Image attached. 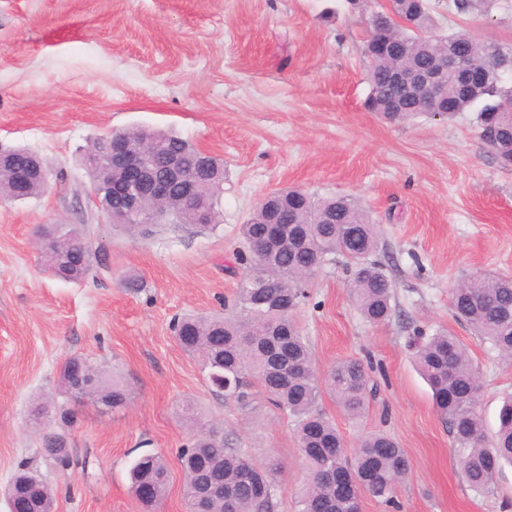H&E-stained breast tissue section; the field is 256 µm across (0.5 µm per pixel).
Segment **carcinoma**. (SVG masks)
<instances>
[{
    "instance_id": "1",
    "label": "carcinoma",
    "mask_w": 512,
    "mask_h": 512,
    "mask_svg": "<svg viewBox=\"0 0 512 512\" xmlns=\"http://www.w3.org/2000/svg\"><path fill=\"white\" fill-rule=\"evenodd\" d=\"M386 10L369 22V37L387 42L389 50L373 54L371 44L365 43L370 60L367 109L401 122L419 114L436 115L448 102L459 112L475 108L480 140L501 167L511 168L512 111L506 108H512V81L505 75L512 73V46L485 44L464 32L430 34L435 19L428 0H387ZM401 69L437 73L442 95L425 100L415 88L395 83L391 76ZM121 136L132 152L152 150V168L159 179L168 178L170 160L178 159L193 188L170 183L166 199L147 196L137 217H116L120 227L143 235L156 215L174 225L215 227L224 185V166L216 158L162 130H127ZM30 162L29 152L13 150L11 163L0 167V199L11 200L14 178L26 174ZM88 173L91 193L122 179L116 168L90 166ZM241 236L249 256L239 255L247 267L237 283L233 311L175 321L177 343L198 361L208 383L241 407L251 408L249 389L256 382L280 414L292 419L308 475L297 512H356L364 493L392 503L410 470L405 450L384 433H370L350 451L336 424L318 407L327 391L347 415L362 416L371 392L363 364L341 361L327 379H321L296 320L316 271L335 255L347 260L348 288L361 316L370 323L391 317L394 283L386 265L377 259L378 226L349 196L316 198L282 188L271 192L241 225ZM41 237L66 246L46 266L52 275L81 283L92 274L97 255L78 227L46 226ZM450 305L457 321L502 360L512 362L511 277L466 278L451 289ZM412 348L448 424L467 483L475 491L491 490L502 464L512 463V395L504 400L498 430L490 438L476 411L478 371L468 348L448 329L431 335L417 330ZM86 381L90 386L84 397L102 410L114 411L129 401L120 380L106 378L80 357L68 359L61 370L65 390L72 393ZM180 458L190 512H196L198 494L205 491L211 493L210 512H275L279 463L258 462L246 451L226 446L219 427L194 429ZM129 477L133 488L145 483L155 487L154 497L141 502L147 510L167 491L169 472L156 454L135 458ZM15 484L29 494L34 512H53L55 496L36 473L20 470Z\"/></svg>"
}]
</instances>
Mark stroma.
Returning <instances> with one entry per match:
<instances>
[{
  "label": "stroma",
  "mask_w": 512,
  "mask_h": 512,
  "mask_svg": "<svg viewBox=\"0 0 512 512\" xmlns=\"http://www.w3.org/2000/svg\"><path fill=\"white\" fill-rule=\"evenodd\" d=\"M386 0H0V146L22 147L50 170L45 194L0 201V512L19 469L55 491V512H142L128 481L141 441L163 457L169 484L158 512H188L178 450L182 410L224 430L232 447L282 464L277 512H296L307 481L290 419L252 387L254 411L213 392L171 331L183 315L232 305L240 226L279 188L360 200L381 234L394 281L390 321L365 322L342 257L317 272L297 320L318 374L342 360L368 364L366 413L349 417L329 393L320 408L347 442L384 431L411 465L394 505L365 495L361 512H512V465L491 491L466 482L448 426L410 347L416 330L446 328L480 373L487 432L512 394V366L453 318L461 278L512 276V170L499 166L475 115L390 122L367 111L369 17ZM439 35L464 29L512 44V0H480L452 16L434 0ZM131 128L170 130L224 164L215 229L173 224L148 237L101 220L86 192L84 151ZM86 224L106 265L81 283L45 271L38 230ZM141 286L130 289L127 278ZM85 359L127 385V405L104 412L60 383ZM43 404L72 451L62 466L31 420Z\"/></svg>",
  "instance_id": "35a3bbf8"
}]
</instances>
